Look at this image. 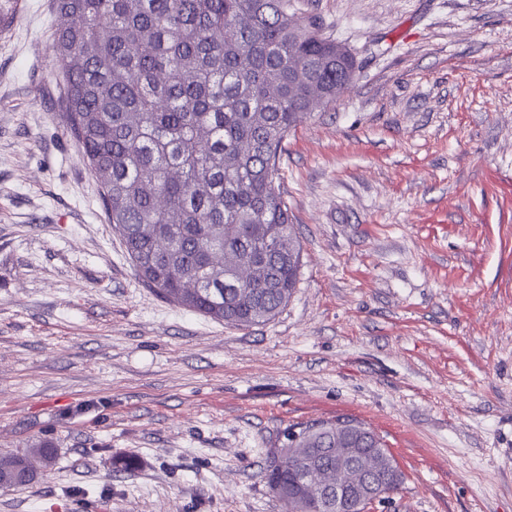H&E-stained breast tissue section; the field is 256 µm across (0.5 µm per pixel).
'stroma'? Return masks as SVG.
<instances>
[{"instance_id": "35a3bbf8", "label": "stroma", "mask_w": 512, "mask_h": 512, "mask_svg": "<svg viewBox=\"0 0 512 512\" xmlns=\"http://www.w3.org/2000/svg\"><path fill=\"white\" fill-rule=\"evenodd\" d=\"M360 68L280 158L302 247L275 319L147 288L67 121L56 0L0 22V512H284L290 425L357 418L403 481L371 512H512V0H291ZM130 457L136 465L117 467ZM53 456V447L43 442L26 455L0 458V486L22 488L29 485L37 470L48 465ZM22 472H27L30 478L24 483L17 484L16 477Z\"/></svg>"}]
</instances>
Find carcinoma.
<instances>
[{
	"mask_svg": "<svg viewBox=\"0 0 512 512\" xmlns=\"http://www.w3.org/2000/svg\"><path fill=\"white\" fill-rule=\"evenodd\" d=\"M67 24L52 48L70 130L101 189L112 230L141 280L168 302L239 327L275 318L301 269V244L279 187V157L297 119L332 103L358 64L317 19L294 24L288 0H57ZM249 266L250 280L241 276ZM383 438L349 417L289 426L263 477L286 512H336L320 486L345 449L384 471ZM301 449L277 465L276 449ZM43 442L0 458V486L35 476Z\"/></svg>",
	"mask_w": 512,
	"mask_h": 512,
	"instance_id": "obj_1",
	"label": "carcinoma"
}]
</instances>
